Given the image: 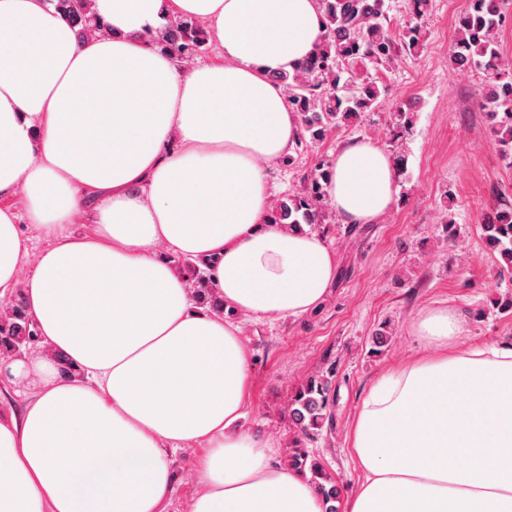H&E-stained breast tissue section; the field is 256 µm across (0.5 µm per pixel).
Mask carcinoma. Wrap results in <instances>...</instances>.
<instances>
[{"label":"carcinoma","instance_id":"cac0c4a2","mask_svg":"<svg viewBox=\"0 0 512 512\" xmlns=\"http://www.w3.org/2000/svg\"><path fill=\"white\" fill-rule=\"evenodd\" d=\"M56 10L83 39L103 31L93 15L92 0H51ZM324 32L319 44L303 67L293 73L277 72L272 78L287 96L293 111L300 116L304 135L318 143L334 129L359 120L361 114L376 108L384 93L377 72L424 47L425 33L419 24L406 25L395 34L390 27L389 0H319ZM512 0H469L456 20L457 39L453 55L460 68L477 66L487 77L482 107L488 127L503 158L512 168V62L502 56L498 31L512 21L508 14ZM155 44L177 60L196 57L207 49L210 36L205 26L192 18L167 21L153 35ZM329 170L324 169L304 180L298 191L277 199L271 206L274 224L300 228L326 220ZM487 246L497 253V273L512 274V201L496 198L485 224L481 225ZM191 285L203 299L207 280L205 263H182ZM37 336L19 298L8 314L0 316V351L11 353ZM328 383L312 377L291 397L288 411L303 433L319 430L328 413ZM288 464L308 469L317 494L327 503L325 512H337L332 505L340 496L336 482L320 462L308 459L296 447Z\"/></svg>","mask_w":512,"mask_h":512}]
</instances>
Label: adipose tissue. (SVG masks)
I'll return each instance as SVG.
<instances>
[{"mask_svg":"<svg viewBox=\"0 0 512 512\" xmlns=\"http://www.w3.org/2000/svg\"><path fill=\"white\" fill-rule=\"evenodd\" d=\"M92 9L105 29L81 41L50 0H0V196L22 194L56 237L31 254L0 208V300L23 286L40 344L0 357L29 393L0 406V512H167L169 455L187 445L203 450L190 512H325L270 439L239 429L249 351L223 313L302 316L336 274L320 235L270 223L262 169L301 134L272 75L310 56L319 0ZM180 17L205 25L223 63L185 67L154 44ZM330 172L342 223L391 210L395 163L376 143L344 144ZM79 216L91 234L56 236ZM179 259L208 262L220 308L196 305ZM465 331L455 309L417 314L423 354L354 414L362 478L340 512H512V347L463 346Z\"/></svg>","mask_w":512,"mask_h":512,"instance_id":"ef3b65f1","label":"adipose tissue"}]
</instances>
